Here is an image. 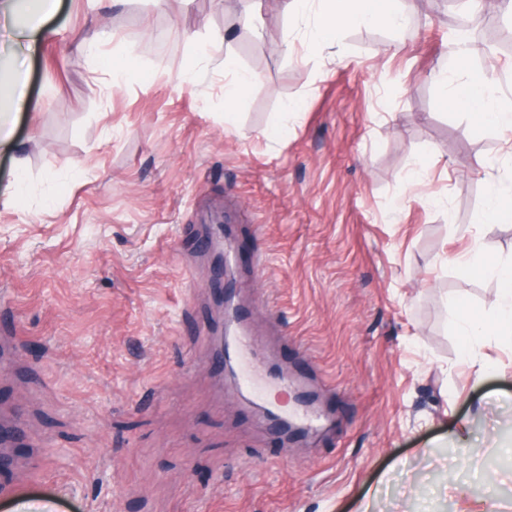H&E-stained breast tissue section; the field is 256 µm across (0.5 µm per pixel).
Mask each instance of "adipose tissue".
<instances>
[{
	"label": "adipose tissue",
	"mask_w": 512,
	"mask_h": 512,
	"mask_svg": "<svg viewBox=\"0 0 512 512\" xmlns=\"http://www.w3.org/2000/svg\"><path fill=\"white\" fill-rule=\"evenodd\" d=\"M316 23L308 36L307 50L323 56L336 44L340 29L352 23H381L392 29L403 27L405 15L401 0H320ZM59 6V0H0V27L9 30L13 42H24L28 53H36L38 42L45 32V23ZM26 12V24H18L19 12ZM471 52L459 47L448 68L446 85L451 103L476 114L481 123L499 128L512 148V110L490 103L487 79L476 77L469 68ZM473 268L483 270L496 279L499 300L496 319L483 326L478 318L463 306H456L455 320L464 358L473 355L474 341L484 332L500 336L512 335V258L487 259L483 250H476Z\"/></svg>",
	"instance_id": "adipose-tissue-1"
}]
</instances>
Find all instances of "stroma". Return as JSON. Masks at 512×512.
<instances>
[{"label": "stroma", "mask_w": 512, "mask_h": 512, "mask_svg": "<svg viewBox=\"0 0 512 512\" xmlns=\"http://www.w3.org/2000/svg\"><path fill=\"white\" fill-rule=\"evenodd\" d=\"M402 7L401 31L348 26L322 58L315 11L284 0H61L0 148V337H19L0 416L21 428L0 488L22 483L0 512H453L464 493L512 512V344L479 337L476 371L451 306L494 318L496 280L461 264L512 257V223L478 221L512 153L445 98L439 0ZM90 22L112 35L96 58ZM228 49L257 76L233 102ZM469 65L512 102V53ZM219 283L327 428L289 440L214 362Z\"/></svg>", "instance_id": "stroma-1"}]
</instances>
